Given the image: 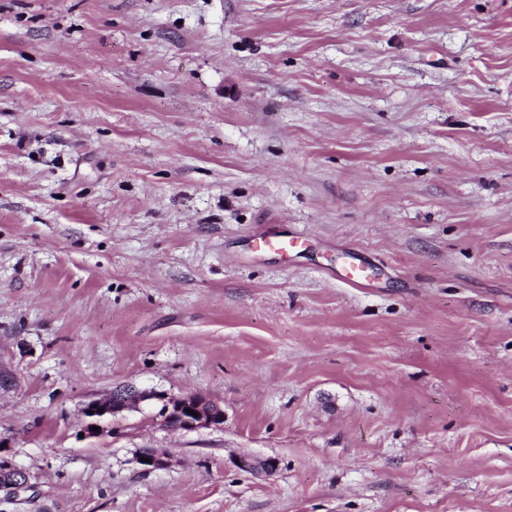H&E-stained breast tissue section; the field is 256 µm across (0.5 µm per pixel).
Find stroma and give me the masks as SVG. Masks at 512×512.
<instances>
[{
  "label": "stroma",
  "instance_id": "obj_1",
  "mask_svg": "<svg viewBox=\"0 0 512 512\" xmlns=\"http://www.w3.org/2000/svg\"><path fill=\"white\" fill-rule=\"evenodd\" d=\"M121 386L224 423L85 436ZM0 459V512H512V0H0ZM254 248L259 252H270L281 256L298 251L304 244L301 239H288L277 233H267L254 240ZM0 491L4 492L6 497L13 500L21 492H26L32 488L29 482V476L23 469L7 462L1 469Z\"/></svg>",
  "mask_w": 512,
  "mask_h": 512
}]
</instances>
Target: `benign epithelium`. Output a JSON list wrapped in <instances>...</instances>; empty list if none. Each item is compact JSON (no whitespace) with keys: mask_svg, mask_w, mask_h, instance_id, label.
Returning <instances> with one entry per match:
<instances>
[{"mask_svg":"<svg viewBox=\"0 0 512 512\" xmlns=\"http://www.w3.org/2000/svg\"><path fill=\"white\" fill-rule=\"evenodd\" d=\"M145 406L153 408V420L160 426L164 424L169 412H183L187 409L197 412L195 416L187 415L185 426L188 431L218 427L224 423V410L196 393L172 399L158 391L119 389L114 391L111 397L93 401L86 406L93 414L89 415L91 421L86 424L84 432L89 436H95L97 432L92 430V427L97 426L102 431V423L106 420L126 411L141 410ZM142 457L146 458V461L139 462V465L144 471L167 468L173 461L170 451L166 448H152L142 454ZM240 467L269 475L275 470L276 462L271 458H244L240 460ZM31 488L29 476L23 469L11 463L0 468V491L5 493L6 497L14 499Z\"/></svg>","mask_w":512,"mask_h":512,"instance_id":"obj_1","label":"benign epithelium"}]
</instances>
